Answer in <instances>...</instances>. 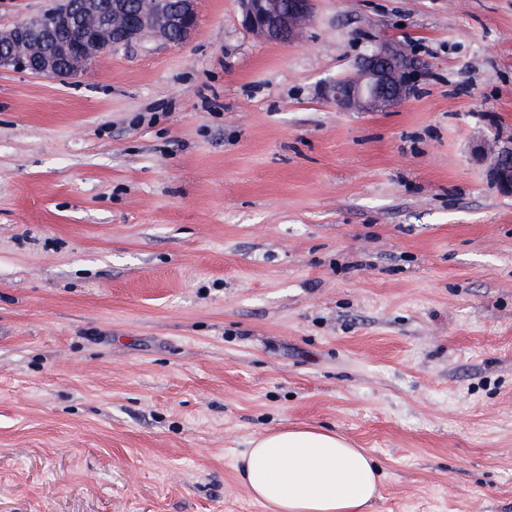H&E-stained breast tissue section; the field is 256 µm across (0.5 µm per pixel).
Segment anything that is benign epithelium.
Segmentation results:
<instances>
[{
    "instance_id": "benign-epithelium-1",
    "label": "benign epithelium",
    "mask_w": 512,
    "mask_h": 512,
    "mask_svg": "<svg viewBox=\"0 0 512 512\" xmlns=\"http://www.w3.org/2000/svg\"><path fill=\"white\" fill-rule=\"evenodd\" d=\"M245 24L260 38L278 41L300 37L311 21L316 0H238ZM103 0H59L56 8L25 19L0 32V47L12 44L16 52L0 55L1 68H13L45 77L74 75L97 56L127 46L146 36L170 43L186 40L198 20L197 0H138L127 16L126 0H109L112 39L103 41L96 27L103 17ZM78 24L84 30L77 39L63 36V29ZM408 64L391 43H380L363 57L357 70L328 87V96L344 111L376 112L391 108L409 94ZM487 162L486 176L500 193L512 195V141L492 135L477 147Z\"/></svg>"
}]
</instances>
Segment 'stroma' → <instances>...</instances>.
I'll use <instances>...</instances> for the list:
<instances>
[{
	"mask_svg": "<svg viewBox=\"0 0 512 512\" xmlns=\"http://www.w3.org/2000/svg\"><path fill=\"white\" fill-rule=\"evenodd\" d=\"M388 112L326 96L375 44ZM512 0H237L66 78L0 69V512H267L250 440L344 434L373 512H512ZM245 24L260 38L290 42L311 21L316 0H238ZM283 34L288 40L281 41ZM480 158L487 162L486 176L500 193L512 195V141L502 142L497 135L486 137L477 147Z\"/></svg>",
	"mask_w": 512,
	"mask_h": 512,
	"instance_id": "1",
	"label": "stroma"
}]
</instances>
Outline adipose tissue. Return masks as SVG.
<instances>
[{"label":"adipose tissue","instance_id":"ef3b65f1","mask_svg":"<svg viewBox=\"0 0 512 512\" xmlns=\"http://www.w3.org/2000/svg\"><path fill=\"white\" fill-rule=\"evenodd\" d=\"M238 474L268 512H371L382 479L366 449L340 433L300 425L253 440Z\"/></svg>","mask_w":512,"mask_h":512}]
</instances>
